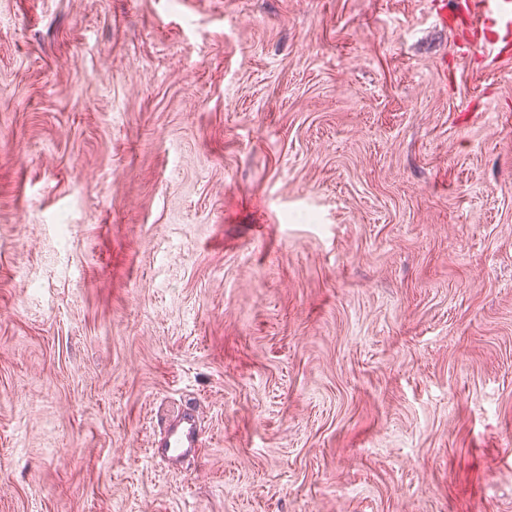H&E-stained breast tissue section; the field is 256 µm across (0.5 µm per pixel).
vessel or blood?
I'll list each match as a JSON object with an SVG mask.
<instances>
[{
	"label": "vessel or blood",
	"instance_id": "1",
	"mask_svg": "<svg viewBox=\"0 0 512 512\" xmlns=\"http://www.w3.org/2000/svg\"><path fill=\"white\" fill-rule=\"evenodd\" d=\"M441 17L460 22L458 37L479 59H512V0H449ZM197 446V422L186 409L166 426L156 452L179 458L192 454Z\"/></svg>",
	"mask_w": 512,
	"mask_h": 512
}]
</instances>
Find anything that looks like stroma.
<instances>
[{
  "label": "stroma",
  "mask_w": 512,
  "mask_h": 512,
  "mask_svg": "<svg viewBox=\"0 0 512 512\" xmlns=\"http://www.w3.org/2000/svg\"><path fill=\"white\" fill-rule=\"evenodd\" d=\"M0 512H512V61L432 0H0ZM197 447V422L194 414L186 409L177 412L175 419L166 426L157 448L151 450L153 454L179 458L192 454Z\"/></svg>",
  "instance_id": "1"
}]
</instances>
